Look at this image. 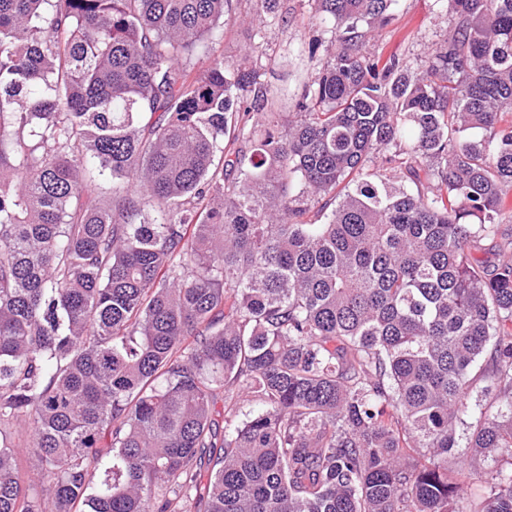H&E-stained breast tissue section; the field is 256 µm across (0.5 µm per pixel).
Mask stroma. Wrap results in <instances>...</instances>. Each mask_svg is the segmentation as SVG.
<instances>
[{
    "mask_svg": "<svg viewBox=\"0 0 512 512\" xmlns=\"http://www.w3.org/2000/svg\"><path fill=\"white\" fill-rule=\"evenodd\" d=\"M253 0H232V21L211 44L210 55L232 67L239 63L248 44L259 48L257 66L262 81L275 93V111L291 112L297 87L317 67L312 48L324 47L334 37L331 26L320 23L307 0H282L285 18L257 27L252 22ZM449 19L436 0H399L394 19L380 28L373 40L381 57L414 58L423 55L448 32Z\"/></svg>",
    "mask_w": 512,
    "mask_h": 512,
    "instance_id": "obj_1",
    "label": "stroma"
}]
</instances>
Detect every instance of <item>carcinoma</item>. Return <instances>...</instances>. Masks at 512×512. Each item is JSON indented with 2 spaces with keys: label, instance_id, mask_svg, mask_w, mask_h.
<instances>
[{
  "label": "carcinoma",
  "instance_id": "obj_1",
  "mask_svg": "<svg viewBox=\"0 0 512 512\" xmlns=\"http://www.w3.org/2000/svg\"><path fill=\"white\" fill-rule=\"evenodd\" d=\"M309 2L335 38L284 120L257 46L182 63L228 0H0V512H512V239L471 258L512 0H437L418 62L369 49L398 0ZM464 423L507 454L468 508Z\"/></svg>",
  "mask_w": 512,
  "mask_h": 512
}]
</instances>
